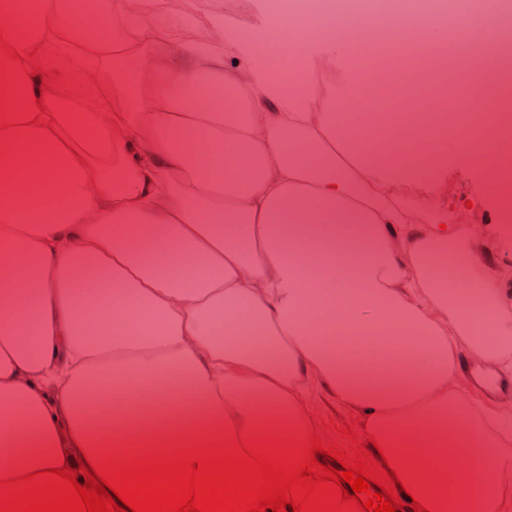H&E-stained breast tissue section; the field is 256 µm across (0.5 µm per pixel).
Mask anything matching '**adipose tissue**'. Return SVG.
Returning <instances> with one entry per match:
<instances>
[{"label": "adipose tissue", "mask_w": 512, "mask_h": 512, "mask_svg": "<svg viewBox=\"0 0 512 512\" xmlns=\"http://www.w3.org/2000/svg\"><path fill=\"white\" fill-rule=\"evenodd\" d=\"M112 17L80 0H6L0 38V479L58 469L68 451L127 461L230 437L305 439L324 390L366 429L427 512H500L497 437L458 384L460 354L512 370V298L466 205L448 203V144L492 165L497 135L443 138L448 40L412 24L430 61L413 108L380 125L348 70V112L317 109L312 73L370 29L318 19L280 36L307 63L287 82L256 66L263 28L220 51L191 30L151 57L148 9ZM27 34H19L20 22ZM74 26L87 54L145 71L133 101L51 51ZM126 27L124 41L106 29ZM409 342H362L378 327ZM471 480L449 486L460 453Z\"/></svg>", "instance_id": "adipose-tissue-1"}]
</instances>
